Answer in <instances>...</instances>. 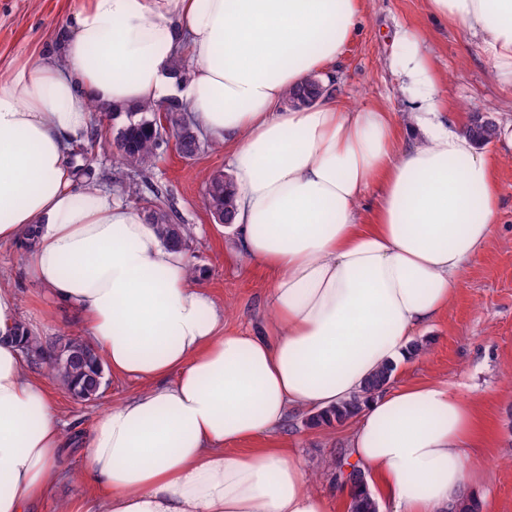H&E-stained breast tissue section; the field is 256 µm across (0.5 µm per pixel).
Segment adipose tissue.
Masks as SVG:
<instances>
[{
    "label": "adipose tissue",
    "instance_id": "1",
    "mask_svg": "<svg viewBox=\"0 0 512 512\" xmlns=\"http://www.w3.org/2000/svg\"><path fill=\"white\" fill-rule=\"evenodd\" d=\"M427 3L512 85V0ZM362 17V0H76L59 53L0 76V247L38 227L29 278L80 314L113 378L137 386L98 416L78 475L86 493L57 512H334L301 461L264 441L291 410L357 396L348 458L375 499L395 512L481 504L472 402L441 382L362 390L380 367L416 361L418 334L488 246L493 158L442 118L439 79L409 29L391 65L413 139L389 113L337 97L281 106L336 66ZM168 98L228 156L239 255L271 281L255 334L225 332L185 251L111 190L77 183L68 162L92 106ZM17 323L15 293L0 284V512H31L69 473Z\"/></svg>",
    "mask_w": 512,
    "mask_h": 512
}]
</instances>
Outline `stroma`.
Instances as JSON below:
<instances>
[{"mask_svg":"<svg viewBox=\"0 0 512 512\" xmlns=\"http://www.w3.org/2000/svg\"><path fill=\"white\" fill-rule=\"evenodd\" d=\"M73 7L74 0H0V76L54 50L55 36ZM401 26L422 34L423 49L441 82V108L459 127H466L475 111L491 113L499 126L512 124V87L491 79L490 64L468 32L433 17L427 0H364L359 32L333 76L336 97L358 109H384L399 131H406L409 105L390 65L394 33ZM97 125L86 177L94 184L124 173L110 146L115 120L107 114ZM486 150L496 157L493 176L500 195L493 238L465 265L447 312L423 332L425 355L398 372L392 383L437 380L474 403L483 419L484 439L470 454L488 465L483 512H512V156L503 155L496 142ZM228 169L223 148L206 146L186 159L175 143H165L149 174L151 190L129 203L144 207L153 189L162 190L181 223L191 229L187 253L201 286L224 312L225 331L250 334L267 316L269 281L257 264L237 256L235 233L217 224L204 202L207 176ZM27 252L22 242L0 249V282L13 288L21 322L45 341L81 335L76 313L56 308L27 277ZM45 386L64 431L80 439L104 409L135 389L133 383L108 376L96 400L81 402L54 380H46ZM308 415L305 409L291 411L277 438L301 459L315 488L330 494L337 490L334 463L347 457L346 428L305 426Z\"/></svg>","mask_w":512,"mask_h":512,"instance_id":"obj_1","label":"stroma"}]
</instances>
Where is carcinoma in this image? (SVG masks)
<instances>
[{
    "label": "carcinoma",
    "mask_w": 512,
    "mask_h": 512,
    "mask_svg": "<svg viewBox=\"0 0 512 512\" xmlns=\"http://www.w3.org/2000/svg\"><path fill=\"white\" fill-rule=\"evenodd\" d=\"M330 92L332 86L315 75L300 87L289 91L284 104L289 107L310 105ZM112 116L122 118L113 137V148L121 165L129 171V181L121 189L130 197L141 195V187L147 184L146 172L153 166L162 144L158 137L161 120H166L175 132L183 157L193 158L201 149V141L195 136L197 129L187 120V107L177 100L145 105L135 112L123 113L114 110ZM498 132L497 123L481 112L472 113L465 128V133L480 147L490 144L497 138ZM205 204L211 214L223 218L226 223L231 222L235 188L229 175L219 172L208 178L205 185ZM145 213L156 225L164 242L186 248L190 231L186 225L178 222L172 205H155L145 210ZM19 327V342L28 361L43 369L77 399L91 401L99 396L104 367L94 349L81 337L62 336L54 341L44 342L31 335L24 324H19ZM393 372L391 367L378 370L366 381L364 392L370 394L384 389L392 381ZM358 405L359 399L355 398L331 409L318 411L307 419V424L314 427L342 425L354 416ZM351 480L355 491L351 503L352 512H378L377 503L365 478L353 471Z\"/></svg>",
    "instance_id": "carcinoma-1"
}]
</instances>
